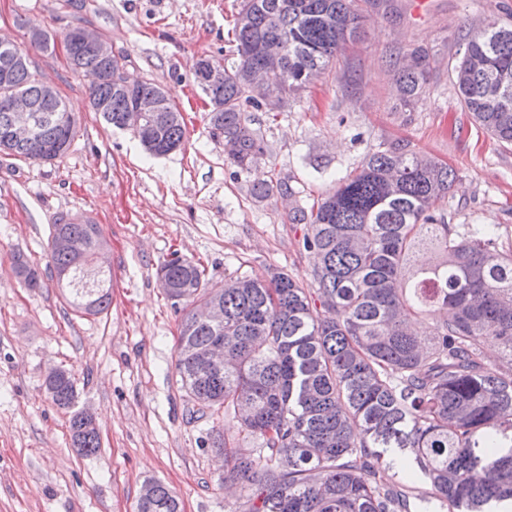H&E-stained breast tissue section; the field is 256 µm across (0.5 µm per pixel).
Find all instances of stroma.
<instances>
[{"mask_svg":"<svg viewBox=\"0 0 512 512\" xmlns=\"http://www.w3.org/2000/svg\"><path fill=\"white\" fill-rule=\"evenodd\" d=\"M240 0H0V35L27 47L32 69L54 85L78 120L68 155L39 163L0 153V512H136L146 481L179 496L183 512H237L226 491L224 458L211 447L212 420L193 412L176 383L180 311L159 286L171 253L200 263L209 288L279 269L312 287L314 252L295 207L335 187L381 144L406 141L456 170L438 204L449 223L494 229L512 246V146L477 128L464 112L451 67L462 31L512 17V0H391L366 8L347 43L316 83L277 113L246 110L268 152L238 174L213 133L210 107L193 82L204 56L230 59L228 34ZM96 30L126 57L132 80L160 85L182 113L188 139L150 156L131 132L108 127L89 105V81L63 46L29 45L34 30L55 39L74 27ZM416 47L432 56L429 84L399 101L396 58ZM287 175L291 195L256 201L253 183ZM94 217L107 242L112 302L81 315L49 266L52 224ZM23 254L42 286L13 271ZM76 380L78 405L95 417L101 446L79 455L70 415L45 392L53 369Z\"/></svg>","mask_w":512,"mask_h":512,"instance_id":"35a3bbf8","label":"stroma"}]
</instances>
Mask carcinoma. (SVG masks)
Segmentation results:
<instances>
[{"instance_id":"1","label":"carcinoma","mask_w":512,"mask_h":512,"mask_svg":"<svg viewBox=\"0 0 512 512\" xmlns=\"http://www.w3.org/2000/svg\"><path fill=\"white\" fill-rule=\"evenodd\" d=\"M362 0H241L233 20L236 60L211 62L224 72L197 81L211 105L210 122L224 136L229 163L250 168L266 152L245 108L266 109L263 92L285 95L307 87L358 37ZM89 80L90 106L113 127L141 96H165L150 81L114 87L113 62L88 47L68 56ZM430 52L417 47L395 72L398 96H421ZM454 85L463 108L497 141L512 145V24L490 19L459 37ZM39 102L48 119L26 143L3 137L12 113L0 104V152L51 163L65 156L77 119L60 96L42 95L30 66L14 67L8 86ZM158 113L153 155L186 139L181 113L166 102ZM453 168L404 142L366 155L353 172L310 208H296L307 226L303 246L319 256L315 287L281 271L206 287L205 269L174 257L160 271L168 298L183 303L175 350L180 389L198 411L224 416L213 446L224 454V482L245 492L244 512H410L408 496L381 475L384 458L401 453L406 478L424 477L440 512H487L512 500V250L496 232H459L437 211L452 189ZM291 193L276 177L253 185L258 201ZM67 240L92 256L106 246L100 226L81 218L52 225L49 251L70 306L98 315L111 301L112 273L77 264ZM13 270L26 287H41L30 263ZM224 309L221 324L200 323L201 305ZM431 315L430 342L409 321ZM220 342L224 366L195 362L198 350ZM498 350L501 365L484 362ZM55 405L72 411V445L82 455L100 448L96 428L75 410V378L59 369L45 380ZM255 443L243 453L221 431ZM138 512H182L179 497L148 482Z\"/></svg>"}]
</instances>
